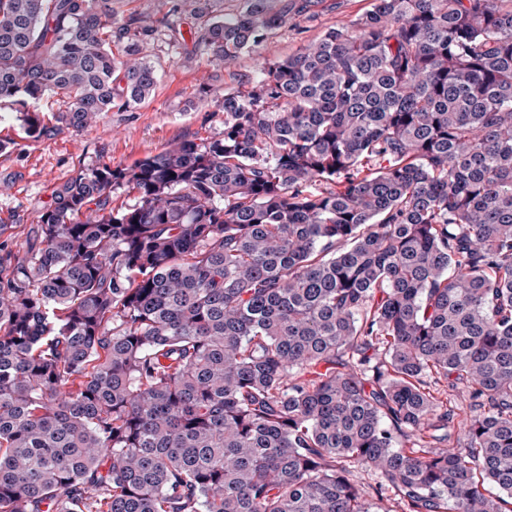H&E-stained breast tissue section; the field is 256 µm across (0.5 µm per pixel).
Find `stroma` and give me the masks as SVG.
Here are the masks:
<instances>
[{"mask_svg": "<svg viewBox=\"0 0 512 512\" xmlns=\"http://www.w3.org/2000/svg\"><path fill=\"white\" fill-rule=\"evenodd\" d=\"M247 5L248 0H185L176 10L171 0H112L119 15L134 13L160 27V35L144 40V52L157 70V85L134 111L106 112L90 130L64 129L50 139L25 144L22 151L0 153V183L11 185L8 194L0 195V222L19 223L16 246H23L25 229L37 223L54 187L79 166L108 160L130 166L175 138L221 132L223 115L217 104L225 91L243 88L246 81L261 76L265 63L314 41L328 27L354 19L370 9L371 0H317L303 14L288 12V0H277L286 11L283 26L257 50L229 64L213 61L188 37L192 8L227 16Z\"/></svg>", "mask_w": 512, "mask_h": 512, "instance_id": "stroma-1", "label": "stroma"}]
</instances>
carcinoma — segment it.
<instances>
[{
  "mask_svg": "<svg viewBox=\"0 0 512 512\" xmlns=\"http://www.w3.org/2000/svg\"><path fill=\"white\" fill-rule=\"evenodd\" d=\"M284 18L190 35L231 63ZM156 31L0 0V102L89 130ZM218 109L79 167L23 252L0 224V512H512V0H372Z\"/></svg>",
  "mask_w": 512,
  "mask_h": 512,
  "instance_id": "cac0c4a2",
  "label": "carcinoma"
}]
</instances>
